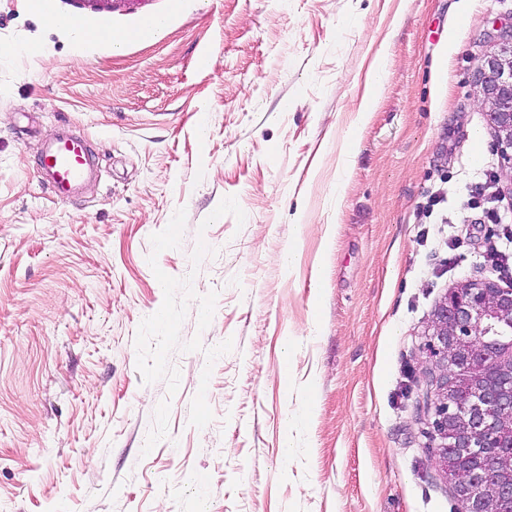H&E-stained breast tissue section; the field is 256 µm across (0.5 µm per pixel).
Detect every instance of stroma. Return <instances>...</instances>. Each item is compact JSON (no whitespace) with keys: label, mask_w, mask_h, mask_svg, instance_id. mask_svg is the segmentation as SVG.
<instances>
[{"label":"stroma","mask_w":512,"mask_h":512,"mask_svg":"<svg viewBox=\"0 0 512 512\" xmlns=\"http://www.w3.org/2000/svg\"><path fill=\"white\" fill-rule=\"evenodd\" d=\"M55 15L131 39L78 53ZM510 22L0 0V512H463L425 330L512 238V198L472 202L500 167L472 76ZM63 128L98 175L62 203L36 151Z\"/></svg>","instance_id":"obj_1"}]
</instances>
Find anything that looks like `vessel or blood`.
<instances>
[{
    "mask_svg": "<svg viewBox=\"0 0 512 512\" xmlns=\"http://www.w3.org/2000/svg\"><path fill=\"white\" fill-rule=\"evenodd\" d=\"M42 173L53 188L58 201H67L73 189L88 174L86 149L82 139L58 136L44 145L39 153Z\"/></svg>",
    "mask_w": 512,
    "mask_h": 512,
    "instance_id": "obj_1",
    "label": "vessel or blood"
}]
</instances>
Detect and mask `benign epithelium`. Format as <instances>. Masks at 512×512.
<instances>
[{"instance_id":"7a95c632","label":"benign epithelium","mask_w":512,"mask_h":512,"mask_svg":"<svg viewBox=\"0 0 512 512\" xmlns=\"http://www.w3.org/2000/svg\"><path fill=\"white\" fill-rule=\"evenodd\" d=\"M474 86L502 159L496 182L512 197V25L483 55ZM434 387L432 448L465 512H512V285L491 275L448 289L426 328Z\"/></svg>"}]
</instances>
